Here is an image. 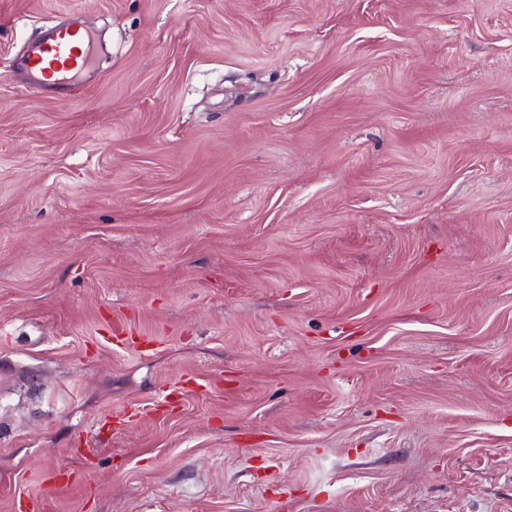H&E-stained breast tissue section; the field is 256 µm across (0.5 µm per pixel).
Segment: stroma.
I'll return each mask as SVG.
<instances>
[{"label": "stroma", "instance_id": "obj_1", "mask_svg": "<svg viewBox=\"0 0 512 512\" xmlns=\"http://www.w3.org/2000/svg\"><path fill=\"white\" fill-rule=\"evenodd\" d=\"M71 14L91 71L12 79ZM62 466L51 512H512V0H0V512ZM47 490L55 494L66 490H75L81 487V479L72 478L64 468H56L45 475Z\"/></svg>", "mask_w": 512, "mask_h": 512}]
</instances>
